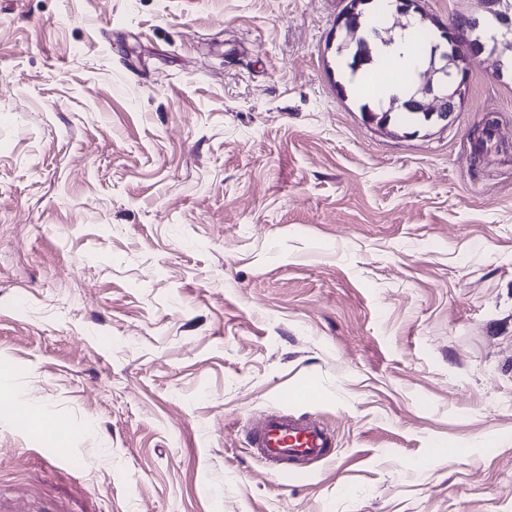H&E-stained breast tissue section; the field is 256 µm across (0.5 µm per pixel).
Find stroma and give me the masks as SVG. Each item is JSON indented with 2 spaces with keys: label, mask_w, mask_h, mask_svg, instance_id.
Masks as SVG:
<instances>
[{
  "label": "stroma",
  "mask_w": 512,
  "mask_h": 512,
  "mask_svg": "<svg viewBox=\"0 0 512 512\" xmlns=\"http://www.w3.org/2000/svg\"><path fill=\"white\" fill-rule=\"evenodd\" d=\"M346 3L0 0V512H512V75L388 135ZM360 2V7L358 8L357 10V7L351 9L350 7L347 9V10H344L341 15L337 18V21H336V30L338 29V32H339V35H340V38H341V42L338 44L337 46V55L338 54H343L341 53L343 50H347L345 48V45L346 43L350 42L353 40V36L350 34L351 31H353L354 29L352 28H348V27H340L343 25L344 21L345 20H349V22H353V27H358V24H359V18L356 16V10H357V13L360 14L361 16L363 15V9H364V5H366L367 3L370 2V0H354V2ZM248 446L257 457L277 464H304L331 456L334 436L319 425L274 412L247 427Z\"/></svg>",
  "instance_id": "35a3bbf8"
}]
</instances>
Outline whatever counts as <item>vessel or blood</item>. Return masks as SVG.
I'll use <instances>...</instances> for the list:
<instances>
[{"label":"vessel or blood","instance_id":"1","mask_svg":"<svg viewBox=\"0 0 512 512\" xmlns=\"http://www.w3.org/2000/svg\"><path fill=\"white\" fill-rule=\"evenodd\" d=\"M248 446L257 457L277 464H304L332 453L333 435L319 425L285 414L265 415L247 429Z\"/></svg>","mask_w":512,"mask_h":512}]
</instances>
